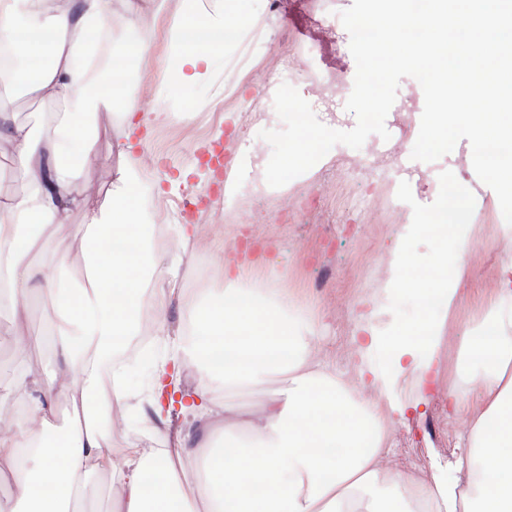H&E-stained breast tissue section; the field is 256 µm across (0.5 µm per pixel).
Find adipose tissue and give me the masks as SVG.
<instances>
[{
	"mask_svg": "<svg viewBox=\"0 0 512 512\" xmlns=\"http://www.w3.org/2000/svg\"><path fill=\"white\" fill-rule=\"evenodd\" d=\"M209 2L203 11L197 0H182L171 27L166 72L174 88L208 84L226 49L221 34L232 24L247 26L231 0ZM113 12L114 0H0V45L15 60L9 75L0 74V100L20 85L30 98L59 107L38 138L0 103V148L26 177L21 193L0 200V306L13 310L17 335L50 344L61 361L49 380L25 371L13 384L25 405L13 430L0 435V484L13 488L0 512H88L92 479L106 471L113 475L110 512H512V258L484 321L459 345L464 386L449 388L448 405L464 414L465 429L452 457L434 463L419 495L414 477L382 467L387 427L408 409L403 381L436 383L444 330L467 272L475 229L467 223L469 193L453 178L440 210L457 248L453 263H440L438 278L418 286L420 296L435 300L427 317L381 332L376 300L362 302L359 352L382 353L386 366L363 369L352 385L330 362L313 358L314 327L282 289L228 270L223 287L199 303L189 343L156 369L151 401L154 416L169 421L167 381L193 365L195 419L223 422V436L200 456L182 441L148 455L105 442L96 423L99 365L139 335L145 304L163 307L178 277L162 251L147 245L153 219L143 202L142 159L130 142L121 145L108 206L91 207L75 189L96 158L89 114L112 107L115 75L136 71L150 45L144 36L116 45ZM82 209L86 224H70ZM70 237L83 247L85 268L74 286L64 277L62 245ZM118 237L123 246H113ZM149 280L156 285L150 302ZM37 300L50 305L55 324L33 336L26 320ZM274 378L280 388L240 434L229 392ZM63 392L72 405L61 427L53 399Z\"/></svg>",
	"mask_w": 512,
	"mask_h": 512,
	"instance_id": "obj_1",
	"label": "adipose tissue"
}]
</instances>
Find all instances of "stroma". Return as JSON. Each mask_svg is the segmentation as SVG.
<instances>
[{"instance_id":"1","label":"stroma","mask_w":512,"mask_h":512,"mask_svg":"<svg viewBox=\"0 0 512 512\" xmlns=\"http://www.w3.org/2000/svg\"><path fill=\"white\" fill-rule=\"evenodd\" d=\"M247 8L262 29L247 55L225 51L216 81L184 97L186 117L157 126L137 147L139 155L154 160L143 178L145 205L155 223L196 231L181 255L182 287L168 295L159 325L169 337L182 333L202 296L222 285L211 271L213 262L229 256L246 262L252 281L278 280L289 304L300 308L317 329L315 358L330 359L339 371L351 370L359 302L377 296L391 278L395 243L407 238L418 265L435 266L437 240L417 232L416 226L437 209L444 180L452 172L470 192L471 223L482 228L480 248L464 257L469 274L445 329L441 363L445 380L455 381L459 341L480 319L495 294L503 260L512 256V242L497 233L504 221L498 198L476 176L467 140L437 161L409 160L411 176L398 175L394 154L412 151L421 115L391 112L385 120L391 154L373 152L378 140L373 134L357 150L335 145L326 162L282 190L263 180H230V164L239 154L270 157L272 148L259 133L282 126L277 114L255 112L253 104L278 82L300 44L322 37L309 0H279L274 11L268 0H249ZM173 21V14L158 17L147 8L117 18L118 41L132 31L150 39L139 69L123 79L125 94L137 98L141 111H152L157 104L153 88L164 80ZM92 125L100 161L84 169L77 188H95L92 204L97 207L118 177L121 160L111 114L97 112ZM229 180L234 183L230 192L225 189ZM186 195L198 198L201 219L178 208ZM15 328L11 313L0 314V382L14 380L25 368L50 378L58 368L53 350L24 347ZM188 426V418L178 414L166 429L142 416L107 428L106 436L115 447L134 445L150 452L173 442ZM464 427L463 417H439L437 404H430L424 415L400 423L403 445L385 456V468L428 477L432 458L451 455Z\"/></svg>"}]
</instances>
